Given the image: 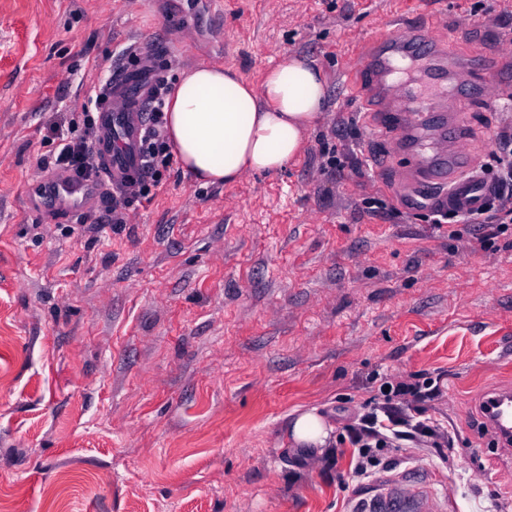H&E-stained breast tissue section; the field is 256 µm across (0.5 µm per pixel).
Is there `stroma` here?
Segmentation results:
<instances>
[{
	"label": "stroma",
	"mask_w": 512,
	"mask_h": 512,
	"mask_svg": "<svg viewBox=\"0 0 512 512\" xmlns=\"http://www.w3.org/2000/svg\"><path fill=\"white\" fill-rule=\"evenodd\" d=\"M395 19L429 20L466 60L512 53V0H0V512H352L395 475L455 512L512 506V457L479 412L512 388V223L483 243L403 196L411 158L375 137L351 72ZM146 43L170 81L221 65L257 87L306 56L327 107L280 171L203 186L173 160L124 223L104 200L35 217L49 123ZM502 95L465 115L490 169ZM378 375L434 380L450 443L385 449L361 480L343 436ZM311 408L335 430L304 462L286 425Z\"/></svg>",
	"instance_id": "stroma-1"
}]
</instances>
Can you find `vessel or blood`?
I'll list each match as a JSON object with an SVG mask.
<instances>
[{
  "mask_svg": "<svg viewBox=\"0 0 512 512\" xmlns=\"http://www.w3.org/2000/svg\"><path fill=\"white\" fill-rule=\"evenodd\" d=\"M421 60L428 63L425 91L418 96L405 94L406 79ZM354 68L363 77L361 95L373 101L376 111L384 116L379 126L381 134L412 159L404 173L412 198L430 200L442 209L460 213L484 206L492 184L461 148L468 137L463 116L483 101L487 87L512 82V69L500 63L461 61L449 48L434 41L419 23L403 26L397 36L383 33L370 51L356 54ZM157 71V55L140 53L117 77L105 81L94 144L99 177L90 181L76 180L67 173L40 177L26 188L32 212L40 217L57 211L85 212L107 185L136 174L141 164L139 143ZM444 94L451 97L450 113L437 115L436 120L447 123L454 146L427 157L420 151L415 127L423 121L433 97ZM487 423L501 446L512 445V411L489 414ZM449 506V501L413 480L392 479L362 498L360 512H447Z\"/></svg>",
  "mask_w": 512,
  "mask_h": 512,
  "instance_id": "obj_1",
  "label": "vessel or blood"
}]
</instances>
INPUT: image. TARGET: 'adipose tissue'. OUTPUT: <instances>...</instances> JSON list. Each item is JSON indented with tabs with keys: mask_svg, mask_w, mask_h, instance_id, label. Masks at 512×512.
I'll list each match as a JSON object with an SVG mask.
<instances>
[{
	"mask_svg": "<svg viewBox=\"0 0 512 512\" xmlns=\"http://www.w3.org/2000/svg\"><path fill=\"white\" fill-rule=\"evenodd\" d=\"M326 103L321 70L295 55L261 86L215 65L184 71L166 104L168 138L180 166L205 184L246 172H275L295 157ZM333 431L316 411L295 416L288 433L298 455L321 454Z\"/></svg>",
	"mask_w": 512,
	"mask_h": 512,
	"instance_id": "adipose-tissue-1",
	"label": "adipose tissue"
}]
</instances>
